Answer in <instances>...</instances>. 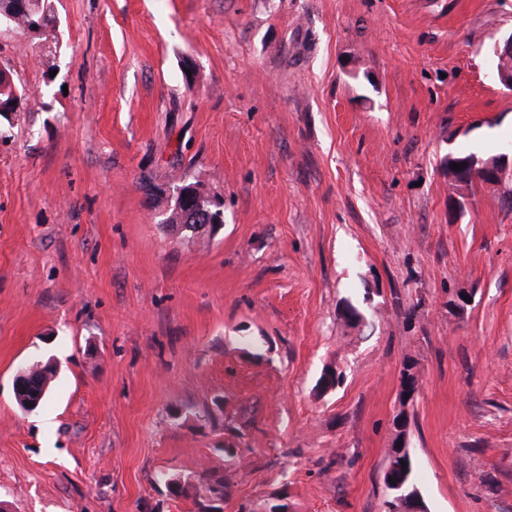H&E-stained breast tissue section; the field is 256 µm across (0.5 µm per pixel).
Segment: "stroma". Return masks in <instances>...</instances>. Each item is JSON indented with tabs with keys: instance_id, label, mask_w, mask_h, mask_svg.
Returning <instances> with one entry per match:
<instances>
[{
	"instance_id": "35a3bbf8",
	"label": "stroma",
	"mask_w": 512,
	"mask_h": 512,
	"mask_svg": "<svg viewBox=\"0 0 512 512\" xmlns=\"http://www.w3.org/2000/svg\"><path fill=\"white\" fill-rule=\"evenodd\" d=\"M50 3L0 29L7 512H383L403 409L427 512H512V177L445 167L512 144V0ZM178 180L223 224L170 233ZM14 84L17 88L18 94L14 92L12 85L2 84L0 82V125L2 120L6 121L9 126H14L13 121L17 119L18 112L26 109L29 102V96L25 95L23 88L19 87L16 82ZM15 102V105H12ZM10 114V115H9ZM42 363V362H41ZM39 366L42 368V372L45 374H42V383L41 384H33L30 386H24L22 387V383L24 379L30 376L32 371L35 370L33 366H27L22 368L18 374L15 377L14 380V386L17 389H20L22 387V391L16 392L14 390L15 400L16 403L19 405V398L22 399H29L31 402H33V407L29 409V411H34L37 408H39L47 399L49 391H50V385L51 382L54 380L56 376V367L51 362L47 361L46 363L39 364ZM43 378L48 379V387L47 385L44 387L45 394L43 393ZM47 389V390H46Z\"/></svg>"
}]
</instances>
